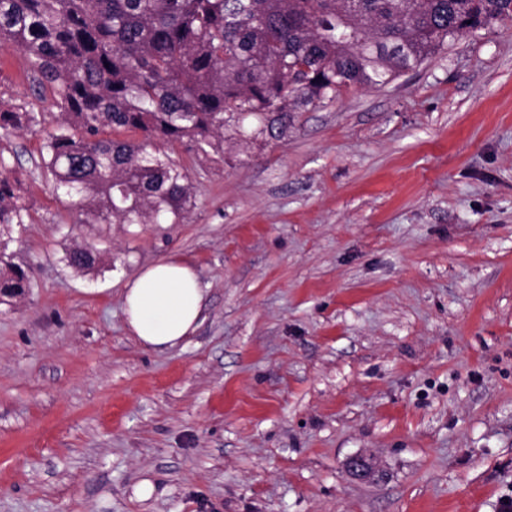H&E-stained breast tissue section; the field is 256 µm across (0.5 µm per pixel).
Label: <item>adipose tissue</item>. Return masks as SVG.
Here are the masks:
<instances>
[{
    "mask_svg": "<svg viewBox=\"0 0 512 512\" xmlns=\"http://www.w3.org/2000/svg\"><path fill=\"white\" fill-rule=\"evenodd\" d=\"M204 301L196 271L178 259L141 268L122 290L126 327L142 347L152 350L184 347L201 322Z\"/></svg>",
    "mask_w": 512,
    "mask_h": 512,
    "instance_id": "ef3b65f1",
    "label": "adipose tissue"
}]
</instances>
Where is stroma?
<instances>
[{"label":"stroma","instance_id":"stroma-1","mask_svg":"<svg viewBox=\"0 0 512 512\" xmlns=\"http://www.w3.org/2000/svg\"><path fill=\"white\" fill-rule=\"evenodd\" d=\"M0 98L54 111L25 55ZM0 137L30 216L0 296V512H502L512 501V20L286 137L203 158L180 224H82ZM89 242V272L66 254ZM192 265L184 349L129 333L124 283ZM363 454L371 478L347 461ZM150 482L149 498L136 494Z\"/></svg>","mask_w":512,"mask_h":512}]
</instances>
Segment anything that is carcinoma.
<instances>
[{"label": "carcinoma", "mask_w": 512, "mask_h": 512, "mask_svg": "<svg viewBox=\"0 0 512 512\" xmlns=\"http://www.w3.org/2000/svg\"><path fill=\"white\" fill-rule=\"evenodd\" d=\"M509 17L512 0H0V48L22 51L32 82L53 93L38 166L86 223L179 224L190 178L155 141L222 156L248 116L251 140L281 138L304 107L385 87L464 29ZM11 108L0 111L7 134L47 123ZM10 173L0 156V294L16 296L30 278L3 238L29 206ZM98 261L90 243L68 254L81 271Z\"/></svg>", "instance_id": "cac0c4a2"}]
</instances>
